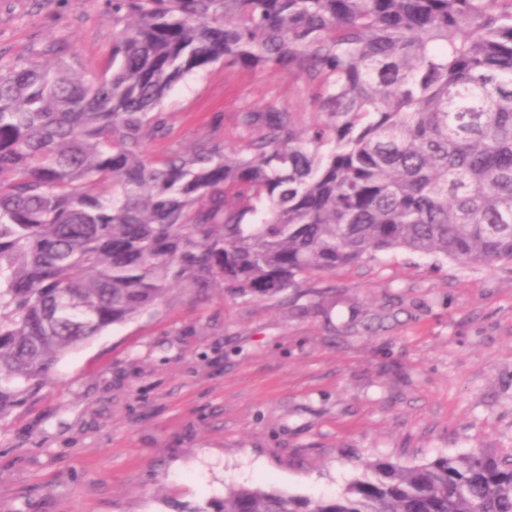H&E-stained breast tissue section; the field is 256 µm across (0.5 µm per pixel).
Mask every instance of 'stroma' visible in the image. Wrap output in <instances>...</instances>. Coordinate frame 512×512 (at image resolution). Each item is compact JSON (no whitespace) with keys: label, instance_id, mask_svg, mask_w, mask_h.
I'll return each mask as SVG.
<instances>
[{"label":"stroma","instance_id":"stroma-1","mask_svg":"<svg viewBox=\"0 0 512 512\" xmlns=\"http://www.w3.org/2000/svg\"><path fill=\"white\" fill-rule=\"evenodd\" d=\"M112 0H0V66L112 53ZM157 155L235 144L246 109L316 114L285 71L209 64L165 97ZM512 451V270L404 250L274 300H169L67 355L0 430V512H193L231 487L341 494L366 460Z\"/></svg>","mask_w":512,"mask_h":512}]
</instances>
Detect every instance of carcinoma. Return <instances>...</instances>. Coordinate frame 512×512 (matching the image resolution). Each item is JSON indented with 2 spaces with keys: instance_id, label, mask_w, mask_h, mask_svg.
<instances>
[{
  "instance_id": "carcinoma-1",
  "label": "carcinoma",
  "mask_w": 512,
  "mask_h": 512,
  "mask_svg": "<svg viewBox=\"0 0 512 512\" xmlns=\"http://www.w3.org/2000/svg\"><path fill=\"white\" fill-rule=\"evenodd\" d=\"M112 56L0 66V427L60 360L174 288L275 299L405 250L512 270V0H112ZM278 68L321 120L159 157L166 93ZM512 456L363 464L338 497L230 488L196 512H512Z\"/></svg>"
}]
</instances>
